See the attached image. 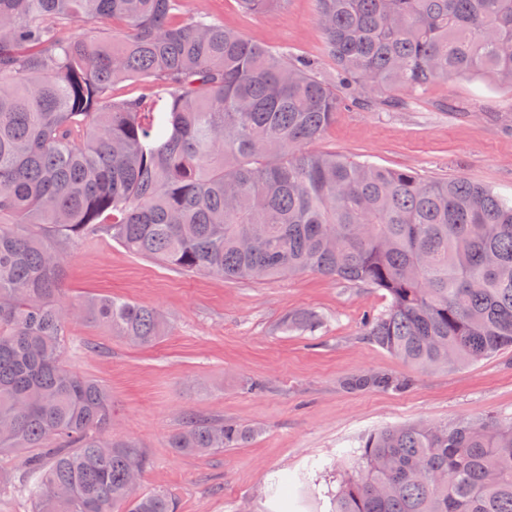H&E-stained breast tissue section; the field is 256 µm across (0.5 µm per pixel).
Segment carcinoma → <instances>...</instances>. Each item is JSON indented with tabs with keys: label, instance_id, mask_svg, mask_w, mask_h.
<instances>
[{
	"label": "carcinoma",
	"instance_id": "carcinoma-1",
	"mask_svg": "<svg viewBox=\"0 0 512 512\" xmlns=\"http://www.w3.org/2000/svg\"><path fill=\"white\" fill-rule=\"evenodd\" d=\"M315 2L337 75L366 98L463 75L512 83V0ZM79 19L128 35L66 37ZM128 79L149 92L113 99ZM343 104L317 62L187 16L183 0H0V453L38 449L0 487L32 512H177L166 490L134 493L146 456L112 438L108 389L63 361L78 314L142 346L166 325L113 296L62 306L56 238L232 281L314 271L384 290L364 335L421 368L512 349V198L303 151ZM250 435L190 417L170 447L208 455ZM329 512H512V418L370 435Z\"/></svg>",
	"mask_w": 512,
	"mask_h": 512
}]
</instances>
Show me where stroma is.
Wrapping results in <instances>:
<instances>
[{
  "mask_svg": "<svg viewBox=\"0 0 512 512\" xmlns=\"http://www.w3.org/2000/svg\"><path fill=\"white\" fill-rule=\"evenodd\" d=\"M269 48L314 59L334 75L314 0H283L271 14L239 0H186ZM312 151L409 169L428 179L463 176L512 196V86L454 77L419 91L391 90L342 107ZM63 305L111 295L155 308L167 324L142 347L79 317L64 361L112 394V433L150 465L141 491L165 489L179 512H327L337 474L352 469L367 435L401 424L512 417V350L461 367L422 370L363 334L388 309L385 291L314 272L229 281L183 272L92 237L63 249ZM319 317L313 330L288 318ZM383 372L406 391L347 387ZM254 429L237 448L179 455L170 436L188 417Z\"/></svg>",
  "mask_w": 512,
  "mask_h": 512,
  "instance_id": "obj_1",
  "label": "stroma"
}]
</instances>
